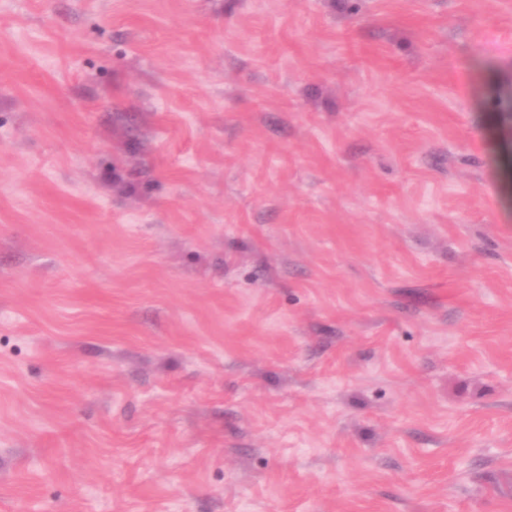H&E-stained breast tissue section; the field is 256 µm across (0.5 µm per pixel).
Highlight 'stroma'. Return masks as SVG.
Returning <instances> with one entry per match:
<instances>
[{"mask_svg": "<svg viewBox=\"0 0 512 512\" xmlns=\"http://www.w3.org/2000/svg\"><path fill=\"white\" fill-rule=\"evenodd\" d=\"M0 512H512V0H0Z\"/></svg>", "mask_w": 512, "mask_h": 512, "instance_id": "1", "label": "stroma"}]
</instances>
